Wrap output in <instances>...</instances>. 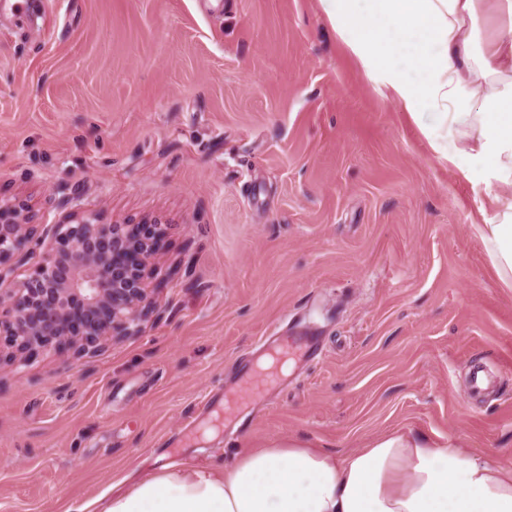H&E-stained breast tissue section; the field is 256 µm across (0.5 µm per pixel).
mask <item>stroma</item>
<instances>
[{"mask_svg": "<svg viewBox=\"0 0 512 512\" xmlns=\"http://www.w3.org/2000/svg\"><path fill=\"white\" fill-rule=\"evenodd\" d=\"M430 119L367 81L320 0H0V199L169 243L142 334L0 366V512L288 438L341 456L404 431L512 468V287L473 230L500 184L438 161ZM279 328L317 356L189 435Z\"/></svg>", "mask_w": 512, "mask_h": 512, "instance_id": "stroma-1", "label": "stroma"}]
</instances>
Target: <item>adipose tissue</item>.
<instances>
[{"label": "adipose tissue", "instance_id": "adipose-tissue-1", "mask_svg": "<svg viewBox=\"0 0 512 512\" xmlns=\"http://www.w3.org/2000/svg\"><path fill=\"white\" fill-rule=\"evenodd\" d=\"M479 0H320L380 93L410 116L439 161L482 162L503 192L474 230L512 282V22L476 39ZM74 512H512V469L456 444L403 432L339 456L296 439L222 469L164 464Z\"/></svg>", "mask_w": 512, "mask_h": 512}]
</instances>
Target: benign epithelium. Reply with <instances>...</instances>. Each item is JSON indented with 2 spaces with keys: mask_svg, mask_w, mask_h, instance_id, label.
Instances as JSON below:
<instances>
[{
  "mask_svg": "<svg viewBox=\"0 0 512 512\" xmlns=\"http://www.w3.org/2000/svg\"><path fill=\"white\" fill-rule=\"evenodd\" d=\"M166 237L156 220L77 213L41 230L23 202L0 203V364L51 350L79 359L143 333L164 288L151 284Z\"/></svg>",
  "mask_w": 512,
  "mask_h": 512,
  "instance_id": "benign-epithelium-1",
  "label": "benign epithelium"
}]
</instances>
